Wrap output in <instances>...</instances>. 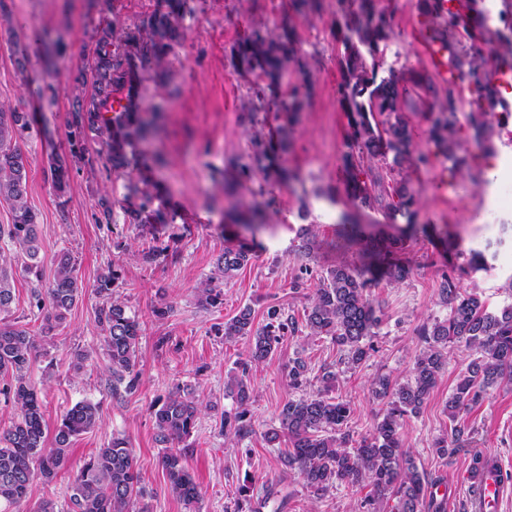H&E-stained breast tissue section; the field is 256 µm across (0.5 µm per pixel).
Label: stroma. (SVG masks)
<instances>
[{
  "label": "stroma",
  "instance_id": "stroma-1",
  "mask_svg": "<svg viewBox=\"0 0 512 512\" xmlns=\"http://www.w3.org/2000/svg\"><path fill=\"white\" fill-rule=\"evenodd\" d=\"M9 24L0 25V106L30 113L33 133L28 157V203L38 216L39 276L13 268L14 302L8 321L28 329L38 352L28 371L42 390L48 430L75 403L100 404L101 421L72 443L68 463L51 482L35 480L29 496L9 512H35L44 499L58 512H72L69 485L96 449L112 438H125L133 451L140 484L146 494L140 506L148 512H362L369 486L331 488L317 497L295 472H284L281 453L287 438L271 442L267 434L278 428V413L302 392L320 389V369L336 368L335 396L350 400L355 413L352 439L372 432L385 409L372 391L377 375L392 383L411 376L416 352L423 346L420 330L448 309L440 298L444 273H453L463 289L476 292L488 311L512 304L506 284L512 279V209H501L500 185H512V137L494 134L482 155L504 163L496 184L482 183L483 165L473 164L460 180L440 185L436 173L442 160L433 154L428 138L429 97L419 96L420 78L433 76L422 36L424 19L417 0H377L392 18L393 32L385 52V67L402 72L416 94L415 108L405 117L416 150L431 154L430 165L408 172L418 199L413 217L393 215L361 206L346 190L341 163L348 116L338 85L343 56V31L337 22L339 0H322L317 11L296 12L292 0H190L192 11L182 21L185 40L162 68L139 76L124 88L129 111L150 124L152 131L137 146L133 178H147L159 189L168 214L167 224L149 234L131 224L126 213L125 178L113 172L107 147L98 138L85 139L84 158L70 169L69 185L58 192L51 181L52 156L69 154V111L75 78L87 62L100 35L102 17L116 26L118 39L136 31L165 0H0ZM295 26L298 54L315 74L311 95L296 124H289L281 104L298 83L289 68L277 84L264 85L255 95V75L237 58L241 40L262 28L279 35L283 17ZM61 45L65 54L54 75H47L44 44ZM258 114H251L252 105ZM271 149L277 166L295 173L290 183L275 176L255 175L241 180L239 166L252 149L253 138ZM113 202L111 219H104L100 198ZM265 205L267 226L257 234L255 258L223 282L224 301L208 309L199 306L196 289L206 277L217 275V259L224 250V209L235 204L245 213L254 202ZM374 224L387 236L409 234L402 257L412 267L410 278L395 285L381 282L371 291L383 309V321L372 337L374 352L361 366L340 365L329 337L302 333L282 336L268 359H249L251 341L224 338V324L243 307H251L256 324H264L269 307L303 319L321 268L356 263L357 245L346 244L342 225ZM317 233V247L309 258L297 253L306 229ZM157 249L155 261L144 251ZM69 250L82 287L65 323L51 339H44L33 292L52 281L54 258ZM481 253L482 270L468 269L470 252ZM314 275L305 287L291 283L301 266ZM116 271L114 296L126 304L142 328L136 387L113 394L97 313L103 298L99 276ZM167 309L166 318L155 315ZM308 364L305 389L294 388L288 370L295 358ZM470 360L465 347L448 349V367L418 414L405 418L402 435L419 471L425 473L435 497H447V512H472L463 475L475 456H498L508 476L501 512H512V384L488 389L483 400L457 419L448 417V398ZM244 375L253 401L243 438L228 437L222 423L238 405L227 389L231 377ZM182 390L195 397L201 411L184 443L186 465L201 491L194 507H186L167 486L160 464L162 447L156 440L154 405ZM463 431L455 450L438 457L432 443ZM277 484L279 497L266 498L265 488Z\"/></svg>",
  "mask_w": 512,
  "mask_h": 512
}]
</instances>
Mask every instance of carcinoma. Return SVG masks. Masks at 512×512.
Returning a JSON list of instances; mask_svg holds the SVG:
<instances>
[{"mask_svg":"<svg viewBox=\"0 0 512 512\" xmlns=\"http://www.w3.org/2000/svg\"><path fill=\"white\" fill-rule=\"evenodd\" d=\"M481 0H448V16H443L442 0H418L420 15L426 20L428 39L440 41L448 50V85L440 86L431 78L418 81L426 95L433 99L430 112L429 137L435 155L448 160L450 178L455 179L468 165L459 153L462 130L458 114L462 99L456 80L462 79L478 94L477 110L466 115L477 144H482L493 129L504 130L512 118V106L503 99L498 85L475 50V42L493 40L508 45L509 53L500 59L499 67L512 68V0H503L500 18L504 28L491 29L481 18ZM186 0H168L167 10H157L148 18L143 32L114 42L111 22L101 28L94 46L90 73H80L78 93L72 99L70 135L84 137L87 133L106 136L109 159L115 172H124L135 164L128 154L144 130L135 113L121 111L109 114L112 95L131 82L134 75L155 72L175 51L183 39L181 26ZM344 56L341 62L339 94L348 114L349 131L345 138L342 164L348 175L351 197L362 205L389 213L412 212L417 198L403 175L407 167L430 164V154L417 152L413 135L404 118L409 98L403 78L394 69L378 75L380 59L392 33V19L377 8L375 0H359L354 10L342 14ZM241 63L261 78L277 79L288 64L294 63L302 76L293 87L285 111L301 110V90L312 85L306 63L297 56L294 27L277 38L255 30L238 46ZM92 76V91L85 90L87 76ZM32 130L27 112L9 111L0 107V198L11 203L12 222L0 225V239L16 249L23 271L39 275V224L36 212L28 205V162L21 149ZM274 169L269 154L259 140L252 143L248 161L241 166L244 173L267 174ZM51 178L58 190L69 180L66 161L57 157L51 166ZM127 197L139 200L129 211L130 223L150 225L152 232L167 223V215L158 198L142 180L128 178ZM405 249L401 239L376 238L365 243L360 263L334 265L317 278L311 303L305 311V328L310 336H328L343 352L339 363L358 366L366 361L374 346L366 341L375 335L383 312L370 299V288L378 280L402 283L411 276V268L400 253ZM252 259V248L245 241L224 247L217 265L229 278ZM53 280L45 293L35 295L36 307L44 313L42 333L49 336L66 320L75 305L80 287L75 263L70 252L62 250L55 257ZM115 272L100 278L99 295L105 301L97 314L112 375V390L126 383L125 391L135 388V379H127L136 366L141 336L139 322L128 315L126 306L112 298ZM440 294L448 306V315L421 328L425 346L416 355L412 379L394 386L389 377L380 375L373 381V392L387 400L382 419L374 431L350 445L348 427L352 413L350 403L328 396L336 381V371L323 368L317 393L290 399L279 411L281 432L291 447L281 456L286 469L297 471L303 483L316 496H322L338 483L351 486L366 482L372 495L365 505L373 506L385 499L397 500L396 512H445L447 500H427L428 486L416 468L410 453L404 449L400 430L403 417L420 412L435 388L448 363V345L462 344L472 359L448 397V414L456 418L470 405L480 401L487 389L507 381L512 383V306L498 313L486 310L474 293L461 291L456 279L444 275ZM222 291L208 279L198 289L203 306L221 303ZM14 295L8 276L0 272V376L9 375L14 385L6 389L19 410L17 418L0 430V504L8 506L27 497L38 476L50 482L65 467L67 450L73 440L90 431L98 422L100 405L78 402L69 408L58 423L54 446L45 447L43 403L36 385L26 379L36 341L30 333L7 321ZM296 330L293 318H283L281 310L267 311L266 323L254 324L250 307L242 308L224 323L227 340L238 336L252 338L251 359L266 360L279 343L285 329ZM309 371L305 360L293 361L288 377L299 388ZM242 410L224 416V435H244L247 428L242 418L251 399L250 388L242 378L232 382ZM200 407L186 394L173 393L154 413L156 440L164 446L161 456L169 491L185 505L199 498L197 483L185 464V451L172 447L190 435ZM279 432V433H281ZM274 432L270 440L279 437ZM70 502L74 512H130L134 500L144 496L135 469L133 451L127 441L112 438L97 450L80 468L70 486Z\"/></svg>","mask_w":512,"mask_h":512,"instance_id":"1","label":"carcinoma"}]
</instances>
